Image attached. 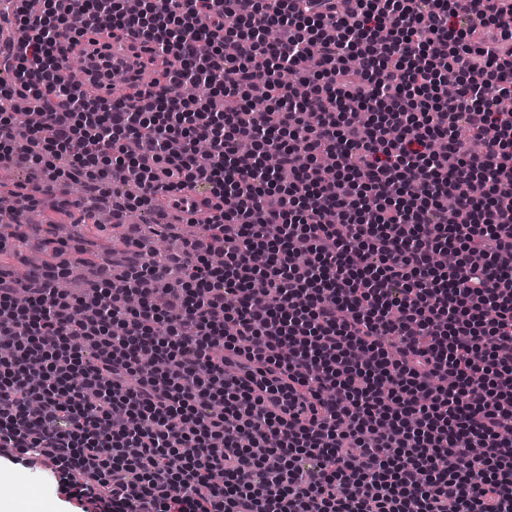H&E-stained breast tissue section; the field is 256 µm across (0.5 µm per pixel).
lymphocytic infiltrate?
I'll return each instance as SVG.
<instances>
[{"instance_id": "obj_1", "label": "lymphocytic infiltrate", "mask_w": 512, "mask_h": 512, "mask_svg": "<svg viewBox=\"0 0 512 512\" xmlns=\"http://www.w3.org/2000/svg\"><path fill=\"white\" fill-rule=\"evenodd\" d=\"M15 2L0 215L124 167L116 225L208 232L80 295L0 264V459L81 512H512V0ZM96 22L159 83L88 97Z\"/></svg>"}]
</instances>
